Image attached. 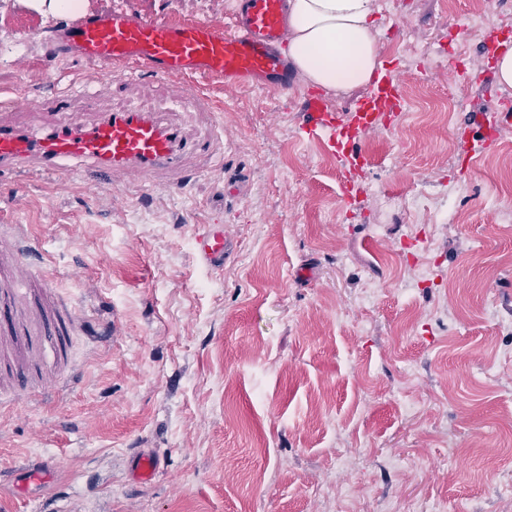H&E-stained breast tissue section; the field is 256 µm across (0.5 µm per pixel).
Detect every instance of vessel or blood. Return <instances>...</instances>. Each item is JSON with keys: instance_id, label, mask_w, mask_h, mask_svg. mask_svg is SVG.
Here are the masks:
<instances>
[{"instance_id": "obj_1", "label": "vessel or blood", "mask_w": 512, "mask_h": 512, "mask_svg": "<svg viewBox=\"0 0 512 512\" xmlns=\"http://www.w3.org/2000/svg\"><path fill=\"white\" fill-rule=\"evenodd\" d=\"M290 38L285 0H233L231 21L217 28L206 22L174 25L166 19L109 10L74 19L57 29L45 59L89 61L116 67L115 96H124L131 82L150 76L164 81L173 98L194 112L214 114L212 100L193 79L222 80L267 94H295L293 69L280 48ZM405 71L389 69L375 81L354 111H330L321 95L305 96L299 132L320 139L336 151L346 170L363 168L369 156L359 146L367 134L395 126L401 108ZM477 115L482 132L466 161L483 153L498 129L512 122V103L501 100ZM91 161L109 172L113 184L127 180L144 187L183 188L190 176L206 174L223 163L208 138L188 139L182 128L156 112L134 107L103 113L91 123L66 117L43 128H30L0 117V176L39 172L53 175L65 162ZM194 254L203 266H224L227 243L222 228L201 224L194 236ZM31 263L26 248L12 233H0V337L25 340L31 354L43 341L53 342L66 356V338L81 318L74 306L38 310L31 321L20 320L15 308L31 295Z\"/></svg>"}]
</instances>
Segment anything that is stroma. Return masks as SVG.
I'll return each instance as SVG.
<instances>
[{"label": "stroma", "mask_w": 512, "mask_h": 512, "mask_svg": "<svg viewBox=\"0 0 512 512\" xmlns=\"http://www.w3.org/2000/svg\"><path fill=\"white\" fill-rule=\"evenodd\" d=\"M90 4L221 26L232 0ZM63 20L0 0V97L67 90L88 121L165 112L221 139L224 166L176 194L115 189L88 161L0 179V225H25L47 254L35 272L95 317L71 335L73 381L0 406V469L54 468L19 512H512V128L456 164L489 102L482 41L512 29V0H377L381 59L407 71L408 107L362 140L372 163L350 212L336 153L298 138L302 95L215 81L209 123L149 78L118 98L110 70L44 65ZM439 37L465 53L467 91L419 52ZM381 183L421 186L430 205L388 209L368 191ZM199 224L229 234L223 269L196 262ZM417 232L429 252L401 256ZM144 451L163 466L148 484L131 473Z\"/></svg>", "instance_id": "35a3bbf8"}]
</instances>
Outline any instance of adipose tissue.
I'll return each mask as SVG.
<instances>
[{
    "mask_svg": "<svg viewBox=\"0 0 512 512\" xmlns=\"http://www.w3.org/2000/svg\"><path fill=\"white\" fill-rule=\"evenodd\" d=\"M286 54L304 83L338 94L371 83L383 62L374 0H287Z\"/></svg>",
    "mask_w": 512,
    "mask_h": 512,
    "instance_id": "obj_1",
    "label": "adipose tissue"
}]
</instances>
